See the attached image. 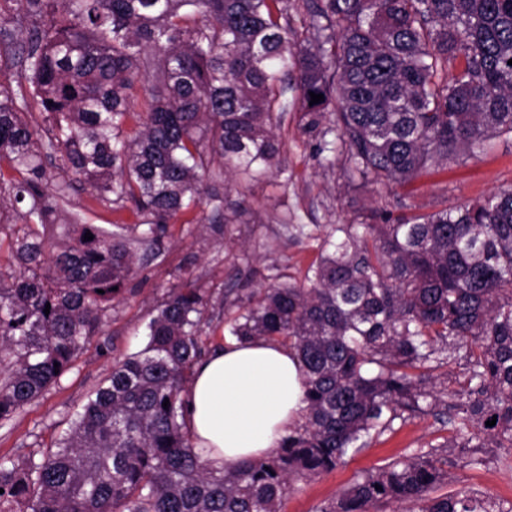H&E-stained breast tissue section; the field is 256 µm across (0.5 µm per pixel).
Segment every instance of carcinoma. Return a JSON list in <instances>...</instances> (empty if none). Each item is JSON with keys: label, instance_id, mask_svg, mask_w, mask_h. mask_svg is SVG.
Masks as SVG:
<instances>
[{"label": "carcinoma", "instance_id": "1", "mask_svg": "<svg viewBox=\"0 0 512 512\" xmlns=\"http://www.w3.org/2000/svg\"><path fill=\"white\" fill-rule=\"evenodd\" d=\"M12 2L23 82L0 84V162L19 177L0 173V209L6 194L26 231L11 241L23 272L0 275V422L72 368L134 272L126 239L77 215L73 243L51 253L39 228L75 183L133 212L152 250L187 214L231 223L204 182L218 163L241 194L281 170L273 128L290 108L364 185L402 186L512 136V0H304L300 30L288 0ZM312 92L324 101L309 105ZM281 278L224 308L228 335L278 342L302 364L304 422L271 454L224 470L195 450L181 393L209 298L173 288L145 347L113 361L54 447L0 457V512H281L294 478L439 406L455 410L459 447L489 436L512 448V188L332 224L303 279ZM459 360L462 379L449 371ZM442 465L433 449L403 456L320 512H512L464 488L437 494Z\"/></svg>", "mask_w": 512, "mask_h": 512}]
</instances>
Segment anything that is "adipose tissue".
<instances>
[{
	"label": "adipose tissue",
	"mask_w": 512,
	"mask_h": 512,
	"mask_svg": "<svg viewBox=\"0 0 512 512\" xmlns=\"http://www.w3.org/2000/svg\"><path fill=\"white\" fill-rule=\"evenodd\" d=\"M185 420L195 447L216 468L262 458L300 422L303 374L295 353L267 341L232 342L193 367Z\"/></svg>",
	"instance_id": "1"
}]
</instances>
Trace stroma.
Segmentation results:
<instances>
[{"label": "stroma", "instance_id": "obj_1", "mask_svg": "<svg viewBox=\"0 0 512 512\" xmlns=\"http://www.w3.org/2000/svg\"><path fill=\"white\" fill-rule=\"evenodd\" d=\"M277 135L282 143V173L252 183L244 197L236 190L227 191L235 223L180 220L168 225L164 251L129 279L126 291L113 301L100 335L86 345L56 386L0 426V457L21 458L53 445L81 409L88 391L109 374L113 360L143 347L150 313L170 288L191 282L217 295L227 288L248 291L268 285L278 270L299 279L319 256L315 236L325 225L358 220L373 210L430 213L512 187L510 139L494 140L482 154L459 156L410 184L387 189L353 186L342 166L326 167L308 145L298 112L288 111ZM65 210L83 215L87 223L107 233L134 242L138 235L136 216L97 206L87 183L76 184ZM289 223L308 225L312 238L292 240L285 229ZM133 251L139 256L144 248L135 242ZM451 439L447 418L431 412L408 419L369 448L348 456L335 470L314 479H295L282 512H320L368 471L433 446L441 447V456L448 461L443 492L466 488L492 497L502 507L512 506V449L498 447L491 438L481 448H454Z\"/></svg>", "mask_w": 512, "mask_h": 512}]
</instances>
